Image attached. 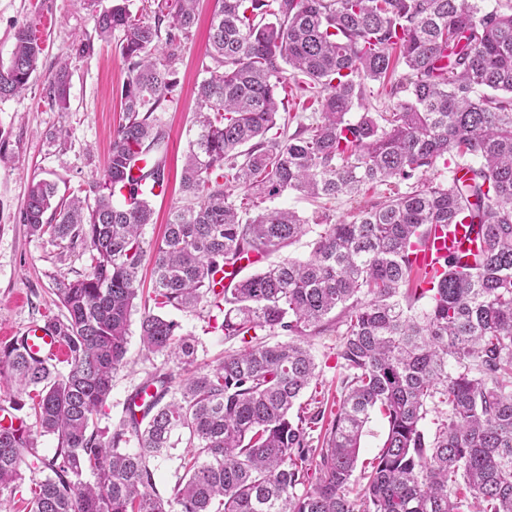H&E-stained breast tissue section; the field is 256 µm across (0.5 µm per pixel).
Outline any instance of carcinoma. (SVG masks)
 <instances>
[{"instance_id": "1", "label": "carcinoma", "mask_w": 512, "mask_h": 512, "mask_svg": "<svg viewBox=\"0 0 512 512\" xmlns=\"http://www.w3.org/2000/svg\"><path fill=\"white\" fill-rule=\"evenodd\" d=\"M85 2L101 38L123 33L125 119L85 196L56 204L54 182L29 186L20 222L33 236L83 243L91 264L56 282L60 313L46 316L67 348L66 369L29 354L23 339L0 344V384L19 413L0 425V493L28 472L31 512H463L467 502L470 512H512V5L218 0L214 67L197 87L181 175L187 204L153 243L139 184L167 181L165 168L136 178L132 167L166 151L154 112L177 84L196 0H165L151 21L127 0L100 10ZM14 40L0 99L28 88L44 51L29 24ZM290 78L320 99L310 121L279 115ZM69 80L63 63L49 88L61 110ZM370 82L390 84L393 111L349 118ZM280 118L284 131L268 136ZM440 162L452 176L437 182L429 174ZM401 183L406 191L331 223L327 203ZM289 191L325 203L308 218L263 206ZM465 219L483 227L475 260L449 258L440 276L421 274L410 255L436 227ZM315 226L307 259L269 261ZM251 254L254 272L225 284L224 266ZM146 260L155 308L205 302L222 316L211 330L238 348L197 367L196 337L165 314H143V348L188 376L152 375L125 418L101 428ZM326 331L336 332L341 389L328 422L322 407L297 406L320 375L308 338ZM148 387L153 398L137 412ZM375 408L387 434L359 471ZM46 435L57 440L50 458L38 452ZM181 445L183 474L165 499L151 461ZM358 478L365 484L353 496Z\"/></svg>"}]
</instances>
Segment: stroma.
I'll return each mask as SVG.
<instances>
[{"instance_id":"1","label":"stroma","mask_w":512,"mask_h":512,"mask_svg":"<svg viewBox=\"0 0 512 512\" xmlns=\"http://www.w3.org/2000/svg\"><path fill=\"white\" fill-rule=\"evenodd\" d=\"M215 0H199L198 21L182 46L175 64L177 85L155 117L167 140L164 158L166 195L151 199L153 222L144 228L145 240L160 238L170 212L182 205L180 174L192 139L196 109L195 86L208 75L213 61L207 52ZM32 25L45 43L37 71L24 94L0 99V343L6 334L43 322L56 313L54 280L75 279L88 272L90 254L82 243L30 235L19 221L32 178L56 182L58 194L72 195L99 179L114 129L123 119L121 86L125 65L118 38L99 39L91 9L72 0H0V63L8 62L13 34ZM92 42L93 50L79 54L78 46ZM70 71L69 107L59 111L46 96L58 62ZM183 332L198 340L197 363L222 357L228 345L223 336L208 332L209 309L169 310ZM321 370L316 389L307 390L302 403L336 400V370L332 336L309 339ZM173 376L181 370L162 356L146 353L138 323H131L124 363L114 374L101 426H115L125 416L126 402L136 387L157 368Z\"/></svg>"}]
</instances>
